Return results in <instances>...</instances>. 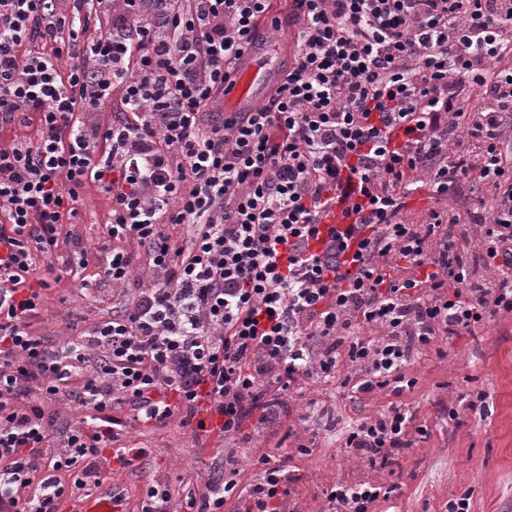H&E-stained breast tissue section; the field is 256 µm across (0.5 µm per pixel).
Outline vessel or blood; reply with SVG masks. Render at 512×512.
I'll use <instances>...</instances> for the list:
<instances>
[{
    "instance_id": "vessel-or-blood-1",
    "label": "vessel or blood",
    "mask_w": 512,
    "mask_h": 512,
    "mask_svg": "<svg viewBox=\"0 0 512 512\" xmlns=\"http://www.w3.org/2000/svg\"><path fill=\"white\" fill-rule=\"evenodd\" d=\"M273 45H249L237 63V80L219 102L224 112H252L268 95L270 87L280 76L278 65L267 59L276 55Z\"/></svg>"
}]
</instances>
